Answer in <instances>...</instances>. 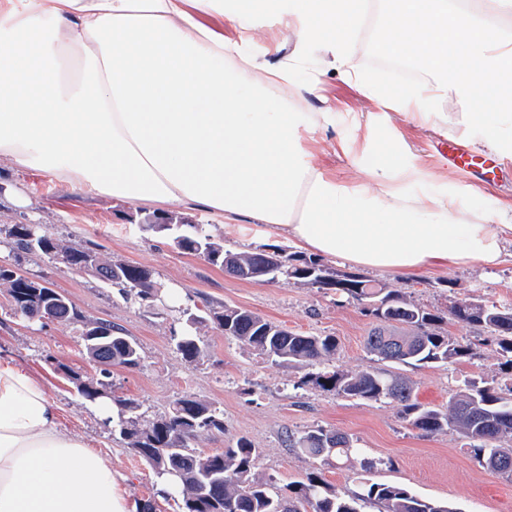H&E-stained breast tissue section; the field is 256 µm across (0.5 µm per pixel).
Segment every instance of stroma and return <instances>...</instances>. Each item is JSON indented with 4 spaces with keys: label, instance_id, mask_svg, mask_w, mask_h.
<instances>
[{
    "label": "stroma",
    "instance_id": "35a3bbf8",
    "mask_svg": "<svg viewBox=\"0 0 512 512\" xmlns=\"http://www.w3.org/2000/svg\"><path fill=\"white\" fill-rule=\"evenodd\" d=\"M299 79L318 80L320 95L294 101L296 110L341 115L336 126L317 133L315 161L339 179H355L358 159L338 152L336 144L341 139H364L365 131L358 128L356 115L374 111V103L337 74L319 73L314 66ZM391 120L419 163L437 172L449 171L455 184L477 188V208L512 204L511 159L462 142V149L482 154L488 164L499 169L496 182L488 185L481 173H464L449 164L440 151L448 135L417 126L398 114ZM0 178L9 180L28 198L27 206L21 208L0 195V241L6 239L12 225L38 224L63 245H98L103 261L121 260L146 267L164 291L178 293L182 309L194 313L225 306L249 310L289 330L335 337L336 353L330 361L333 367L358 372L381 366L364 348V338L375 326V318L361 306L336 305L334 292L284 280L268 283L232 277L203 257L184 254L168 241L143 231L141 223L151 214V207L75 192L39 174L15 171L1 157ZM166 211L198 224L203 233L215 236L232 251L284 243L264 224L245 219L227 221L183 203L169 205ZM17 261L37 279L67 295L86 319L112 322L136 339L141 348L139 366L131 370L113 367L110 382L113 395L134 400L144 418L164 415L183 396L206 401L220 411L223 430L198 433L193 442L198 453L222 451L244 436L259 450L256 475L274 476L285 485L318 471L339 492L360 491L351 471L322 464L291 447L292 438L320 426L356 440L365 458L376 463L370 481L407 487L421 498L447 503L457 512H512V478L482 467L457 432L426 436L406 426L392 404L344 399L321 391L305 383V367L278 364L225 336L209 321L196 327L205 345L203 356L187 362L176 349L183 323L175 316L127 303L116 289L94 275L70 269L60 261L24 254ZM366 276L443 315L454 301L466 298L512 305V261L492 270L477 266L439 268L409 277L370 270ZM448 334L453 340L471 344L470 358L399 369L413 382L419 402L443 410L469 380L504 378L503 358L490 333L452 322ZM0 353L44 380L49 396L61 407L64 429L84 438L111 461L123 475V489L133 503L149 499L155 512H177L173 499L158 497L154 471L128 452L118 424L105 423L78 394L77 382L100 377L98 364L84 352L79 325L15 318L0 296Z\"/></svg>",
    "mask_w": 512,
    "mask_h": 512
}]
</instances>
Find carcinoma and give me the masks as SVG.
Here are the masks:
<instances>
[{
	"mask_svg": "<svg viewBox=\"0 0 512 512\" xmlns=\"http://www.w3.org/2000/svg\"><path fill=\"white\" fill-rule=\"evenodd\" d=\"M146 231L175 242V247L189 255H202L220 268L233 266L245 271L270 269L267 280H292L309 288L329 290L338 303H356L379 321L365 340L366 351L380 361L395 365H417L432 362H458L472 354V347L454 341L444 332L449 321L479 326L487 330L506 358L504 366L512 372V305L490 301L459 300L448 316L433 313L426 307L361 275L340 273L315 256L289 253L280 247L232 252L198 225L182 217L171 224L161 218H144ZM10 249L16 254L67 256L66 266L90 271L106 285L118 289L134 303L154 302L167 311L163 289L153 280L152 272L142 266L117 261L103 265L96 248L75 246L65 250L53 235L37 224H16L10 231ZM6 288L8 303H43L46 289L30 282L20 287L8 278H0ZM211 320L231 337L258 353L282 364L292 362L311 368L336 352L333 336H311L279 327L251 311L226 306L221 311L208 310L200 321ZM82 339L87 354L105 365L134 368L139 365L140 346L125 330L110 322L83 324ZM177 351L187 362H195L203 354L199 337L186 332L177 342ZM103 379L77 384L78 393L93 401L105 394L108 383ZM315 387L346 399L389 400L399 409L401 419L424 435L458 431L468 440L474 458L484 467L501 472L500 463L512 461V385L504 389L496 380L472 382L461 391L449 410L443 411L420 403L413 385L399 374L388 370L349 372L333 368L307 374ZM117 407L120 434L129 441V450L145 461L158 476L176 474L182 484L177 505L179 512H364L370 502L384 507V512H455L444 503L425 500L411 490L388 484L362 482L363 492L345 495L328 484L321 473H311L304 481L282 487L272 477H259L254 472L257 448L244 437L235 446L202 456L192 448L201 430L224 429L223 422L209 404L192 397L173 402L169 412L149 421L135 415L137 404L130 399L112 398ZM324 462L334 461L341 469L359 455L353 440L341 433L314 428L303 432L292 443Z\"/></svg>",
	"mask_w": 512,
	"mask_h": 512,
	"instance_id": "obj_1",
	"label": "carcinoma"
}]
</instances>
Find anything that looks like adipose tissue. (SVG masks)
Masks as SVG:
<instances>
[{
	"instance_id": "obj_1",
	"label": "adipose tissue",
	"mask_w": 512,
	"mask_h": 512,
	"mask_svg": "<svg viewBox=\"0 0 512 512\" xmlns=\"http://www.w3.org/2000/svg\"><path fill=\"white\" fill-rule=\"evenodd\" d=\"M367 9L368 0H0V156L80 193L246 216L367 269L494 268L512 240V206L474 208L473 189L452 185L407 194L435 174L396 133L363 151L352 181L313 158L309 139L334 115L291 108L320 90L296 75L313 63L355 79ZM273 28L294 48L272 60L251 43ZM373 47L427 75L402 91L366 86L381 110L512 158V0H383ZM450 95L461 106L452 115L437 109ZM60 418L44 382L0 356V512H135L122 475Z\"/></svg>"
}]
</instances>
